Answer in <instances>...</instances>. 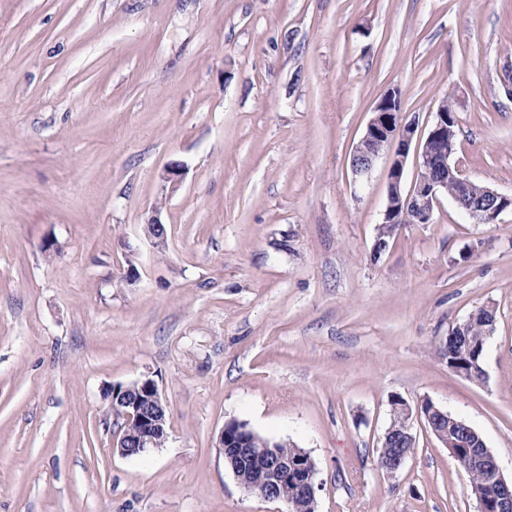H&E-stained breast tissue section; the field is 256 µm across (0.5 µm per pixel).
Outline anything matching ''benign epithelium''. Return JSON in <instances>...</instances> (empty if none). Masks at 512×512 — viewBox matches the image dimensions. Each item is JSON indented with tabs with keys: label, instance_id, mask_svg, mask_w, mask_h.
I'll return each instance as SVG.
<instances>
[{
	"label": "benign epithelium",
	"instance_id": "7a95c632",
	"mask_svg": "<svg viewBox=\"0 0 512 512\" xmlns=\"http://www.w3.org/2000/svg\"><path fill=\"white\" fill-rule=\"evenodd\" d=\"M456 124L455 116L439 109L434 113L427 131L419 130V120L409 118L402 113L399 95L388 94L374 108L373 116L367 123L365 132L356 144L351 169L356 179L369 176L379 156L388 147L395 146L387 176V203L382 213V223L397 224L400 214L410 213L417 224H428L440 198L448 195V179L445 171L459 174L465 187L472 181L461 175L458 164L451 162L452 153L448 151V132ZM414 153L417 161V175L409 189H403L402 181L409 153ZM458 209L466 213L478 224L492 223L505 211H512V195L502 194L483 185L476 197L456 199ZM111 397L124 406L123 424L119 429L114 448L125 457L141 455L159 446L161 433L166 430V405L155 381L141 379L121 390H112ZM406 408L407 422L403 435L393 436L394 428L384 431L382 447L393 442L395 448L379 469L395 472L402 469L411 455L415 438L412 434V411ZM417 415L423 417L431 432L448 447L451 457L466 452L463 468L466 472L480 467L485 470L490 491L482 492L469 487V494L475 500L476 512H512V479H506L501 473L493 452L483 448L480 452L468 447L465 441L450 443L438 429V423L448 414L436 408L426 400L417 408ZM252 431L239 422L227 423L219 434L217 448L224 456L235 453L240 458L239 467L233 474L241 487L265 500L281 499L280 488L292 486L298 508V502L308 504V509L316 506L315 462L310 454L299 450L288 457L277 454L272 448H254L251 446Z\"/></svg>",
	"mask_w": 512,
	"mask_h": 512
}]
</instances>
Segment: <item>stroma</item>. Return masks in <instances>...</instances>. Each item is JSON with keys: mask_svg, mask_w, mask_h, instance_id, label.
<instances>
[{"mask_svg": "<svg viewBox=\"0 0 512 512\" xmlns=\"http://www.w3.org/2000/svg\"><path fill=\"white\" fill-rule=\"evenodd\" d=\"M509 73L512 0H0V512H288L231 421L310 454L316 512H476L423 421L376 455L428 399L512 476V212L441 198L371 260L391 154L351 156L390 92L423 128L449 94L454 161L512 194ZM482 307L475 382L442 351ZM142 378L167 437L124 457L106 392ZM403 401V407L406 408V418L407 422L403 429V435L401 437H394L393 431L394 428L391 427L386 429L381 437L380 440H382V447L379 448L377 451L376 456V464L380 465L378 466L379 469L386 471V472H395L400 471L402 467L404 466V463L411 455L414 444H415V438L413 436L412 432V411L409 407V405L402 399ZM388 440H393V444H395V448H393V453L390 455L389 458H387L386 462L382 464L383 456H388L390 452H392V448L388 447Z\"/></svg>", "mask_w": 512, "mask_h": 512, "instance_id": "35a3bbf8", "label": "stroma"}]
</instances>
